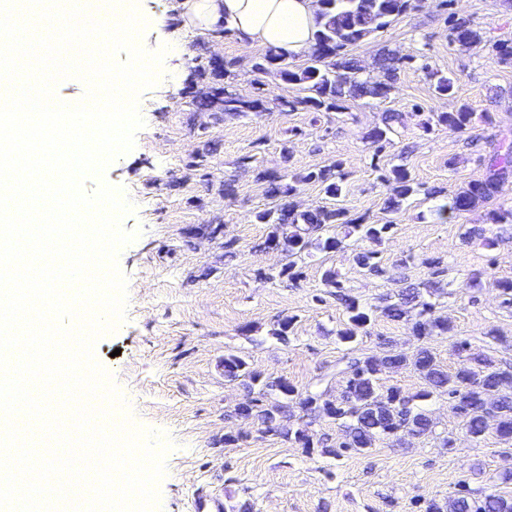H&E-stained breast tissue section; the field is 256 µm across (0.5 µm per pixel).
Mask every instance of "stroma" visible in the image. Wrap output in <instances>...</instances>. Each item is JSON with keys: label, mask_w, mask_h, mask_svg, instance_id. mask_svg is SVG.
<instances>
[{"label": "stroma", "mask_w": 512, "mask_h": 512, "mask_svg": "<svg viewBox=\"0 0 512 512\" xmlns=\"http://www.w3.org/2000/svg\"><path fill=\"white\" fill-rule=\"evenodd\" d=\"M181 2L135 0L145 22L142 39L156 49L180 45L182 54L177 60L164 56L158 82L140 94L147 105L144 127L133 148L104 173L132 204L121 226L137 237L118 256L127 282L123 319L94 344L97 363L120 394L125 422L158 431L170 444L153 512H232L244 503L252 512H421L425 500L444 503L455 496L463 480L475 498L494 490L512 494V483L502 481L512 472V442L492 432L472 441L447 397L420 402L436 423L434 434L402 443L389 438L334 459L317 446L308 451L262 434L254 418L234 414L245 389L225 379L220 366L224 355L234 354L251 369L288 380L299 393L338 395L344 380L337 367L347 346L337 332L345 313L322 284L324 270L335 268L349 294L369 306L394 292L397 279L429 280L430 259L446 268L432 298L435 312L453 326L429 343L437 361L454 370L456 344L464 339L471 352L512 365V303L494 286L512 279V228L488 223L483 207L445 223L433 214L457 189L483 177L488 141L512 143V63L450 43L448 21L473 23L489 45L512 42V6L505 0H420L350 47L367 66L384 45L425 56V65L400 71L386 103L358 100L341 114L273 109L219 119L199 105L214 89L267 101L300 90L275 74L251 72L262 49L247 51L237 36L185 27ZM230 58L241 65L228 76L218 62ZM433 69L456 78L453 96L434 95ZM463 103L479 115L489 113V120L478 118L461 132L436 124L422 128L434 113ZM388 108L409 118L392 146L378 151L365 134ZM203 145L210 149L206 166L191 167L192 153ZM245 156L250 164L239 166ZM339 158L347 172L340 205L350 217L393 224L379 248L384 275H368L356 265L355 253L367 244L354 240L345 250L308 258L298 281L257 280V271L285 262L262 247L272 227L255 215L272 200L260 173L307 171ZM394 164L441 189V196L417 195L400 211L384 212L390 188L380 173ZM210 225L216 234L207 233ZM474 225L485 227L494 246L464 239ZM228 241L235 249L231 257L224 254ZM287 318L295 329L283 342L270 330ZM491 329L496 338L488 337ZM385 338L408 354L418 345L407 327L380 316L360 347L381 352ZM228 432L235 442L225 443ZM444 434L453 436L454 447H441Z\"/></svg>", "instance_id": "35a3bbf8"}]
</instances>
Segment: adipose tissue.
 <instances>
[{
  "label": "adipose tissue",
  "mask_w": 512,
  "mask_h": 512,
  "mask_svg": "<svg viewBox=\"0 0 512 512\" xmlns=\"http://www.w3.org/2000/svg\"><path fill=\"white\" fill-rule=\"evenodd\" d=\"M185 25L201 30L228 23L251 48L277 47L307 57L316 29L314 0H183Z\"/></svg>",
  "instance_id": "adipose-tissue-1"
}]
</instances>
